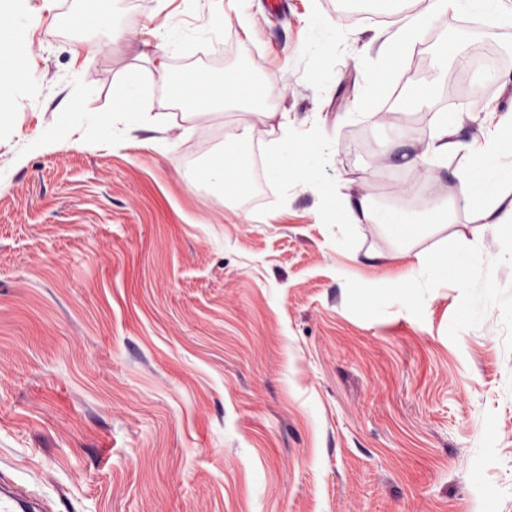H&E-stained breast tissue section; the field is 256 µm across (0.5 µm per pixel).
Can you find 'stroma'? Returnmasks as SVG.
<instances>
[{"label":"stroma","instance_id":"35a3bbf8","mask_svg":"<svg viewBox=\"0 0 512 512\" xmlns=\"http://www.w3.org/2000/svg\"><path fill=\"white\" fill-rule=\"evenodd\" d=\"M271 2L244 0L220 47L169 62L181 79L220 59L279 90L268 116L161 96L145 42L156 0H0V14L29 18L7 78L26 93L0 96V478L46 512H512V332L500 327L512 288L471 325L465 277L421 306L394 280L398 249L453 254L482 222L465 174L488 126L512 127V24L495 32L503 68L468 109L459 13L400 43L421 0ZM80 11L119 15L117 36L96 28L91 57ZM317 17L337 35L312 59ZM80 68L90 82L74 83ZM130 71L152 121H119L108 143L75 132L71 98L112 113ZM425 102L456 113L457 147L416 164L432 136ZM284 121L299 154L322 132L318 185L431 225L403 242L355 222L345 253L317 188L274 203L259 182L236 209L190 187L184 166L225 134L252 128L260 158ZM49 127L52 146L24 150Z\"/></svg>","mask_w":512,"mask_h":512}]
</instances>
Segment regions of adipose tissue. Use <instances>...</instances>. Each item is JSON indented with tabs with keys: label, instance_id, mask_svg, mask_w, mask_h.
Here are the masks:
<instances>
[{
	"label": "adipose tissue",
	"instance_id": "ef3b65f1",
	"mask_svg": "<svg viewBox=\"0 0 512 512\" xmlns=\"http://www.w3.org/2000/svg\"><path fill=\"white\" fill-rule=\"evenodd\" d=\"M169 0H157L159 10L167 14L166 23L157 46L156 77L160 82H171L168 68L171 58L180 55L192 44H211L224 31V21L229 11L235 10V0H197L204 20L201 24L187 23L180 14L169 11ZM457 11L476 14L498 23L512 21V0H425V7L413 30L421 35L436 21ZM256 91L237 71H225L221 80L210 74L194 76L191 99L200 107L211 111L223 109L227 101L249 100ZM144 86L138 74H129L125 80V92L119 112L103 116L83 111L80 103H73L74 124L91 131L94 138L108 141L112 138L116 118L136 123L150 122L152 116L142 106ZM295 132L283 126L278 143L268 152L263 173H256L254 160L246 144L250 131L231 135L222 149L199 167L194 183L198 186L225 185L239 197L248 196L256 178L276 189L280 198H287L296 185H309L314 181L321 159V136H314L313 144L303 155L293 150ZM466 182L470 188V200L483 213L479 237L494 238L497 243L496 257L471 249L455 254H432L420 251L412 254L410 262L401 271L399 284L416 303L428 300L437 289L447 287L448 280L457 274H465L472 288L469 303V322H479L484 303L499 289L512 288V234L506 226L512 225V146L505 145L499 135L488 136L475 154L468 170Z\"/></svg>",
	"mask_w": 512,
	"mask_h": 512
}]
</instances>
